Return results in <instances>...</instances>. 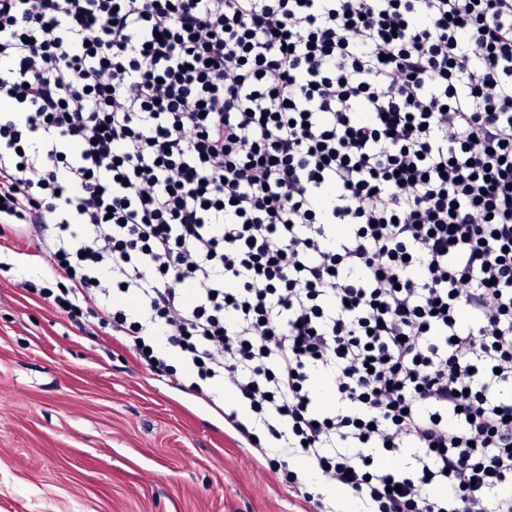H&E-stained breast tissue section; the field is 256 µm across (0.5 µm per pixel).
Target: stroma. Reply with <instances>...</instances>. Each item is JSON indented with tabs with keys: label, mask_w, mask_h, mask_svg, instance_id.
Returning <instances> with one entry per match:
<instances>
[{
	"label": "stroma",
	"mask_w": 512,
	"mask_h": 512,
	"mask_svg": "<svg viewBox=\"0 0 512 512\" xmlns=\"http://www.w3.org/2000/svg\"><path fill=\"white\" fill-rule=\"evenodd\" d=\"M0 512H317L224 415L159 375L98 325L24 288L48 270L33 241L0 231ZM291 469L335 512H360L303 457Z\"/></svg>",
	"instance_id": "stroma-1"
}]
</instances>
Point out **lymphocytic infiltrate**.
<instances>
[{"label":"lymphocytic infiltrate","mask_w":512,"mask_h":512,"mask_svg":"<svg viewBox=\"0 0 512 512\" xmlns=\"http://www.w3.org/2000/svg\"><path fill=\"white\" fill-rule=\"evenodd\" d=\"M0 59L29 292L364 512H512V0H0Z\"/></svg>","instance_id":"f902f5d3"}]
</instances>
